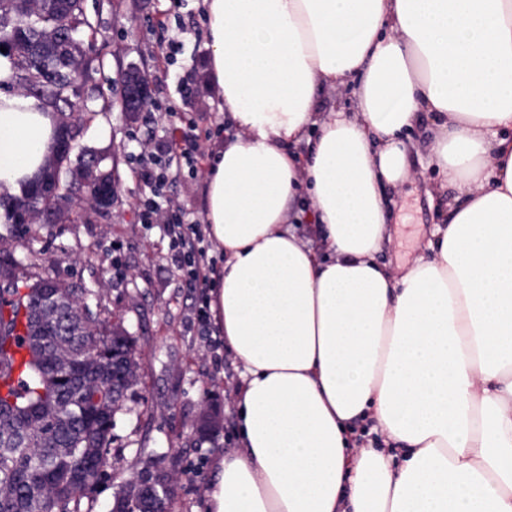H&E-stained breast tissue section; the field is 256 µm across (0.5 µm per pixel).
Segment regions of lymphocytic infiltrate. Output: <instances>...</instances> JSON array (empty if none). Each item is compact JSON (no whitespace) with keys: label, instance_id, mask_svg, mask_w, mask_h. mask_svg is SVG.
Wrapping results in <instances>:
<instances>
[{"label":"lymphocytic infiltrate","instance_id":"lymphocytic-infiltrate-1","mask_svg":"<svg viewBox=\"0 0 512 512\" xmlns=\"http://www.w3.org/2000/svg\"><path fill=\"white\" fill-rule=\"evenodd\" d=\"M156 133L149 124L135 138L138 152L132 157L133 172L151 186L150 197L140 205L139 222L168 238L179 276L193 287L204 288L208 285L204 270L209 266L204 230L168 195L167 187L184 172L196 171L205 147L190 122L169 141L157 139Z\"/></svg>","mask_w":512,"mask_h":512}]
</instances>
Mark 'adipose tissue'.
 <instances>
[{
  "mask_svg": "<svg viewBox=\"0 0 512 512\" xmlns=\"http://www.w3.org/2000/svg\"><path fill=\"white\" fill-rule=\"evenodd\" d=\"M203 4L235 129L204 179L209 308L240 364V446L207 512H512V0ZM350 83L355 111H318ZM427 117L447 219L396 275L376 261L386 190L413 178ZM57 135L0 92V195ZM304 195L317 251L289 226Z\"/></svg>",
  "mask_w": 512,
  "mask_h": 512,
  "instance_id": "1",
  "label": "adipose tissue"
}]
</instances>
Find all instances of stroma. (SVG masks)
<instances>
[{
    "mask_svg": "<svg viewBox=\"0 0 512 512\" xmlns=\"http://www.w3.org/2000/svg\"><path fill=\"white\" fill-rule=\"evenodd\" d=\"M84 5L96 30L100 64L81 90L89 102L79 143L106 154L114 167L112 212L103 219L76 208L62 224L0 223V257L24 260L37 252L40 264L31 275L50 274L93 288L104 317L134 340L139 377L115 416L113 478L98 485V507L111 500L119 480L148 469L151 449L178 448V487L169 510L204 512L213 462L236 445L238 370L216 366L210 346L190 331L194 296L175 273L167 240L138 222V203L150 188L133 178L129 158L144 115L121 108L123 74L138 66L152 76L147 100L157 106L160 130L179 127V120L164 112L173 105L194 118L205 146L213 145L224 115L214 86L204 81L202 0H85ZM413 167L415 182L391 193L395 233L379 255L394 270L419 255L432 226L442 221L426 193L440 175L423 157L414 159ZM206 414L214 427L207 441L193 443L192 433Z\"/></svg>",
    "mask_w": 512,
    "mask_h": 512,
    "instance_id": "stroma-1",
    "label": "stroma"
}]
</instances>
